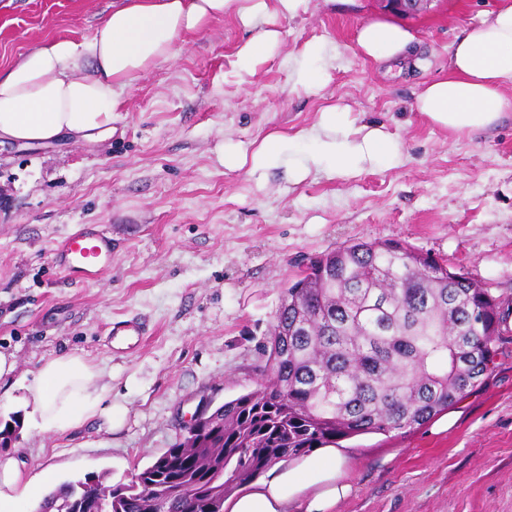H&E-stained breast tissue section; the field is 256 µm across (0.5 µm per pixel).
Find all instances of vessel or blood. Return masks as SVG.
Instances as JSON below:
<instances>
[{"label":"vessel or blood","instance_id":"b4317fda","mask_svg":"<svg viewBox=\"0 0 512 512\" xmlns=\"http://www.w3.org/2000/svg\"><path fill=\"white\" fill-rule=\"evenodd\" d=\"M56 262L69 274L94 280L112 264V240L102 232L82 229L65 240Z\"/></svg>","mask_w":512,"mask_h":512}]
</instances>
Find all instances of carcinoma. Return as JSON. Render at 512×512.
<instances>
[{
    "label": "carcinoma",
    "mask_w": 512,
    "mask_h": 512,
    "mask_svg": "<svg viewBox=\"0 0 512 512\" xmlns=\"http://www.w3.org/2000/svg\"><path fill=\"white\" fill-rule=\"evenodd\" d=\"M511 303L400 244L339 246L282 289L254 390L187 426L137 481H68L40 512H99L108 496L112 512H224L276 462L422 425L487 381ZM19 427L0 419L3 444Z\"/></svg>",
    "instance_id": "1"
}]
</instances>
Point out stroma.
Wrapping results in <instances>:
<instances>
[{
    "label": "stroma",
    "mask_w": 512,
    "mask_h": 512,
    "mask_svg": "<svg viewBox=\"0 0 512 512\" xmlns=\"http://www.w3.org/2000/svg\"><path fill=\"white\" fill-rule=\"evenodd\" d=\"M112 2L0 0V72L47 39L91 37ZM496 3L431 0L405 16L383 0H308L280 23V58L247 82L233 67L246 34L228 17L134 82L112 136L0 146V351L22 373L82 355L123 417L19 432L29 477L128 482L183 436L202 399L255 389L282 289L342 244L397 242L512 295V113L458 136L414 110L423 84L447 73L453 42ZM374 17L414 31L417 63L357 53L355 33ZM312 39L333 50L330 80L317 94L289 91L286 58ZM335 102L396 134L403 164L297 185L276 171L260 187L216 159L218 144L252 149ZM86 224L111 237L112 265L80 282L53 255ZM130 319L146 334L113 343L114 324ZM507 327L490 379L448 409L449 429L433 418L343 440L354 491L336 512H512V317Z\"/></svg>",
    "instance_id": "35a3bbf8"
}]
</instances>
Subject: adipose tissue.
Returning a JSON list of instances; mask_svg holds the SVG:
<instances>
[{"mask_svg": "<svg viewBox=\"0 0 512 512\" xmlns=\"http://www.w3.org/2000/svg\"><path fill=\"white\" fill-rule=\"evenodd\" d=\"M308 0H114L95 33L83 41L55 37L23 55L0 74V141L44 142L65 135L100 139L112 133V117L126 90L149 68L173 60L180 42L214 21L233 18L247 33L234 67L253 77L276 58L283 42L278 19L291 18ZM365 59L378 63L413 59L417 35L399 24L369 20L355 36ZM323 41L306 42L292 59L293 88L319 91L328 79ZM512 0H499L453 45L448 72L424 85L415 109L453 134L494 130L512 112ZM221 164L246 169L257 184L284 171L298 184L313 175L332 179L366 170H389L404 161L397 136L385 125L360 123L349 106L329 104L296 132H269L252 152L218 146ZM12 378L22 395L23 425L47 435L79 428L88 419L111 416L105 386L78 354L44 362L34 375L21 374L13 356L0 352V380ZM346 457L337 448L314 449L297 465H274L267 475L226 499V512H335L350 496ZM17 455L0 454V512H28L59 491L42 475L28 478Z\"/></svg>", "mask_w": 512, "mask_h": 512, "instance_id": "adipose-tissue-1", "label": "adipose tissue"}]
</instances>
